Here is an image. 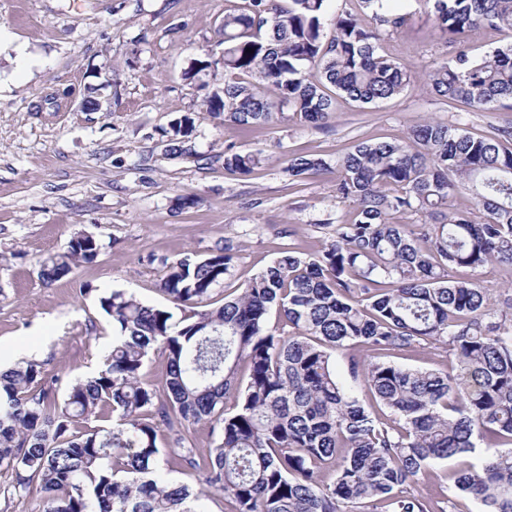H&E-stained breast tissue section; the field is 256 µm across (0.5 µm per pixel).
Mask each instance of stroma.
Masks as SVG:
<instances>
[{"instance_id":"obj_1","label":"stroma","mask_w":512,"mask_h":512,"mask_svg":"<svg viewBox=\"0 0 512 512\" xmlns=\"http://www.w3.org/2000/svg\"><path fill=\"white\" fill-rule=\"evenodd\" d=\"M228 0H0V33L27 53L0 54V347L10 362L33 360L74 381L101 365L112 326L94 289L123 290L153 305L163 260L202 259L232 243L237 278L259 272L286 231L308 249L323 243L337 203L334 177L290 185L293 154L335 161L361 139H390L424 117L475 134L512 121V111L475 112L441 100L426 81L460 43L442 38L432 15L383 47L411 73L408 89L379 103L337 99L330 129L298 119L248 132L213 120L202 101L222 87L221 22ZM208 61L198 80L183 73ZM194 120L177 152L169 130ZM261 151L249 176L225 171L224 148ZM79 231L102 249L94 263L46 284L42 259L66 251Z\"/></svg>"}]
</instances>
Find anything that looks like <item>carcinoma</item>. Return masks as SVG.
I'll use <instances>...</instances> for the list:
<instances>
[{
    "label": "carcinoma",
    "mask_w": 512,
    "mask_h": 512,
    "mask_svg": "<svg viewBox=\"0 0 512 512\" xmlns=\"http://www.w3.org/2000/svg\"><path fill=\"white\" fill-rule=\"evenodd\" d=\"M329 0H240L224 12V85L204 112L249 130L292 114L327 128L336 100L376 104L401 95L405 66L382 50L412 11L396 0H354L372 25ZM448 40L512 31V0H415ZM434 93L480 112L512 101V42L478 59L460 51L427 74ZM261 152L224 149L242 176ZM328 167L288 159L290 186ZM464 195L470 207L460 208ZM331 239L278 247L262 270L214 300L234 276L226 244L206 258L163 260L171 306L123 291L97 294L112 323L103 366L61 385L35 361L0 372V472L24 512H203L224 495L230 512H512V303L454 269L512 268V122L475 136L423 118L399 139L360 140L336 158ZM101 250L80 231L39 262L55 282ZM278 323L269 326L271 309ZM432 349L442 367L409 368L397 352ZM349 354L356 386L336 377ZM163 358V385L142 371ZM112 421L108 428L101 421ZM221 434L202 452L192 426ZM171 462L201 486L161 474ZM493 452L447 477L440 497L413 488L431 463ZM477 510L462 509V501Z\"/></svg>",
    "instance_id": "obj_1"
}]
</instances>
